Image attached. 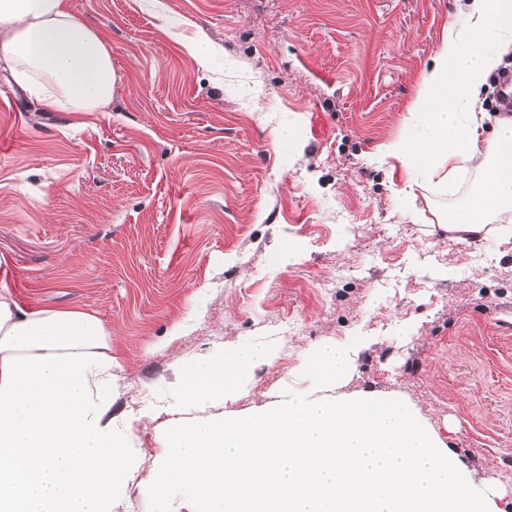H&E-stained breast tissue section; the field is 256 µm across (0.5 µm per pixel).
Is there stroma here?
<instances>
[{
  "instance_id": "1",
  "label": "stroma",
  "mask_w": 512,
  "mask_h": 512,
  "mask_svg": "<svg viewBox=\"0 0 512 512\" xmlns=\"http://www.w3.org/2000/svg\"><path fill=\"white\" fill-rule=\"evenodd\" d=\"M68 6L106 36L118 87L107 111L52 112L0 72V282L112 337V414L137 461L112 512H150L180 369L262 340L277 359L214 414L289 388L395 395L512 512V236L445 227L475 171L413 185L383 155L456 0ZM197 36L204 63L182 45ZM355 343L351 375L318 388L315 351Z\"/></svg>"
}]
</instances>
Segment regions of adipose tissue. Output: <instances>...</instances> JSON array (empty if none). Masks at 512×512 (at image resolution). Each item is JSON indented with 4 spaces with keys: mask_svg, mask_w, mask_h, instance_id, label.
<instances>
[{
    "mask_svg": "<svg viewBox=\"0 0 512 512\" xmlns=\"http://www.w3.org/2000/svg\"><path fill=\"white\" fill-rule=\"evenodd\" d=\"M405 124L411 140L385 151L409 174L447 185L474 168L469 197L448 229L475 242L512 214V116L487 112L491 78L512 49V0H461ZM0 68L56 112H102L117 74L111 48L66 0H0ZM358 349L320 348L309 368L347 378ZM112 416V343L80 310L26 311L0 289V512H112L135 468Z\"/></svg>",
    "mask_w": 512,
    "mask_h": 512,
    "instance_id": "1",
    "label": "adipose tissue"
}]
</instances>
